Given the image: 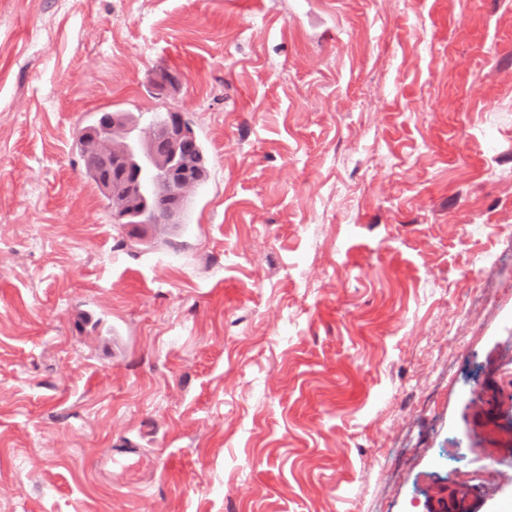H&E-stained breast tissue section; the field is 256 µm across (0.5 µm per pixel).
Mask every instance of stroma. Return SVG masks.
<instances>
[{"instance_id":"stroma-1","label":"stroma","mask_w":512,"mask_h":512,"mask_svg":"<svg viewBox=\"0 0 512 512\" xmlns=\"http://www.w3.org/2000/svg\"><path fill=\"white\" fill-rule=\"evenodd\" d=\"M111 110L206 149L142 240L73 146ZM479 386L512 393V0H0V512H427L512 454Z\"/></svg>"}]
</instances>
